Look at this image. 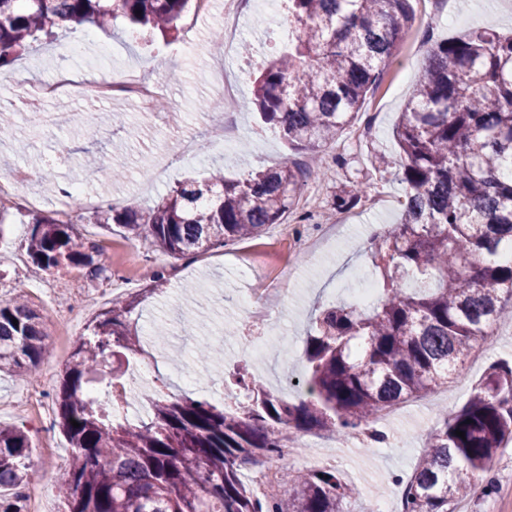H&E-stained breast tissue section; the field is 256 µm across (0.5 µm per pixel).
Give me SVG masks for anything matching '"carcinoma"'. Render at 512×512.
<instances>
[{
  "label": "carcinoma",
  "mask_w": 512,
  "mask_h": 512,
  "mask_svg": "<svg viewBox=\"0 0 512 512\" xmlns=\"http://www.w3.org/2000/svg\"><path fill=\"white\" fill-rule=\"evenodd\" d=\"M190 0H0V60L39 35L104 27L123 18L175 39ZM288 51L254 79L252 104L292 149L316 155L352 123L415 20L410 0H287ZM404 157L400 222L375 247L385 296L371 308L322 309L304 341L308 398L290 402L235 382L251 399L238 414L194 395L142 393L135 424L106 419L92 392L121 399L141 348L136 309L166 290L163 274L112 302L90 323L63 371L54 405L73 456L61 475L63 512H346L355 487L334 470L288 475L263 504L242 480L300 433L347 438L387 405L448 383L459 365L512 315V35L488 25L431 45L393 130ZM319 169L285 161L229 180H186L147 209L103 204L93 223L117 224L174 259L260 236L281 223L305 179ZM26 254L42 271L107 268L74 225L31 215ZM45 316L0 302V372L31 373L45 350ZM76 421L80 427L72 426ZM465 432V437L455 431ZM512 442V362L492 364L477 393L427 436L406 491V512H454L481 486L488 464ZM31 441L0 426V512H27L34 483Z\"/></svg>",
  "instance_id": "carcinoma-1"
}]
</instances>
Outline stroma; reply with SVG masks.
I'll return each mask as SVG.
<instances>
[{
  "instance_id": "obj_1",
  "label": "stroma",
  "mask_w": 512,
  "mask_h": 512,
  "mask_svg": "<svg viewBox=\"0 0 512 512\" xmlns=\"http://www.w3.org/2000/svg\"><path fill=\"white\" fill-rule=\"evenodd\" d=\"M412 7L416 21L395 58L403 69L401 76L388 77L382 90L368 96L363 118L345 127L335 143L323 149L321 176L307 180L296 210L284 219L306 237L335 233V240L319 250L299 251L294 238L279 234L273 225L245 243L234 242L206 255L177 261L146 249L121 227L106 229L93 224V208L84 207L79 211L76 230L94 240L110 263L109 272L94 280L83 267L64 266L50 273L35 268L24 247L29 233L27 219L17 209H10L0 225V301L21 295L32 308L48 312L49 317L45 322L46 352L30 378L0 376V423L29 432L30 462L40 474L38 487L44 493L42 512L62 510L56 474L59 465L67 464L72 449L53 419H33L21 413L18 405L35 387L42 389L45 399H52L61 371L70 359L71 346L84 337L91 320L113 300L147 286L154 274L165 273L166 291L145 302L138 321L139 330L146 336L154 324L168 327L167 357L159 365L157 384L167 385L166 372L171 367L196 368L192 356L195 346L219 336L223 339L219 359L228 376L225 386L230 389L234 383L229 376L238 370L268 387L292 375L303 376V338L319 310L353 303L355 292L367 282L375 290H382L383 279L372 264L369 244L398 221L404 187L393 172L375 171L374 159L380 154L392 158L397 155L392 131L425 62L429 39L461 37L489 22L500 34L512 35V0H412ZM279 10L278 19H264V25H257V18L264 17L260 0H254L245 15L235 38L237 47L225 61L226 78L239 88L245 107L243 112L211 124L204 122L201 111L203 101L216 98L219 89L208 58L209 51L216 47L212 40L217 28L214 19L200 20L201 48L186 52L176 66L167 54L181 48V41H164L121 19L113 22L111 35L103 43L88 38L82 29L31 43L20 59L23 76L0 82V110L12 112L14 119L10 135L0 137V174L22 165L24 156H38L54 165L59 183L81 184L85 192L118 208H148L179 182L188 178L204 180L212 168L223 169L226 177L237 179L290 159H306V152L289 149L279 133L262 123L251 104L258 71L288 47L280 36L281 29L288 26L287 4H280ZM64 51L69 54L68 65L82 74L101 72L112 79L138 69L168 83L180 102V115L158 110L147 118L150 127L144 131L140 124L145 118L133 101L92 102L75 91L53 102L29 99L28 83L51 75ZM82 112L96 113L94 131L69 121V114ZM115 112L124 113V124H113L111 115ZM228 133L235 138L229 149L224 146ZM187 137L199 139L204 151L195 158L183 159L164 181L143 188V181L155 168L166 164ZM61 149L67 151L68 161L58 167L54 155ZM117 162L125 170L120 182L110 178ZM361 183L368 186L365 197L353 208L337 209V193ZM290 277L295 286L288 296L241 312L252 289L270 288ZM62 304L78 312L64 350L55 341L61 321L58 307ZM273 318L293 339L292 354L285 357L273 350L262 363H255L242 351L241 344L264 338ZM511 354L512 323L503 324L484 345L479 361H465L447 387L384 422L387 445L358 446L349 439L318 433V441L335 445L337 475L361 490L360 499L350 506L351 512H368L375 502L400 501L426 435L438 425L442 412L460 408L490 365ZM45 442L52 444L58 466L46 461L41 448ZM492 469L498 481L497 492L488 496L474 490L455 503V512H512V445L500 449Z\"/></svg>"
}]
</instances>
